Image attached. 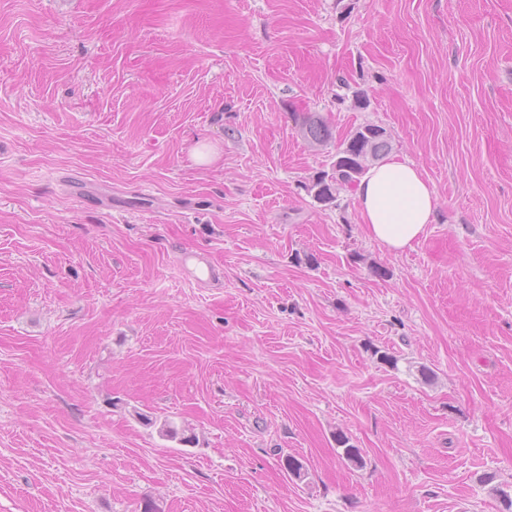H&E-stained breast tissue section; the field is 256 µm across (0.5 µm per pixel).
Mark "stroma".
I'll use <instances>...</instances> for the list:
<instances>
[{
    "label": "stroma",
    "instance_id": "1",
    "mask_svg": "<svg viewBox=\"0 0 512 512\" xmlns=\"http://www.w3.org/2000/svg\"><path fill=\"white\" fill-rule=\"evenodd\" d=\"M366 124L437 198L401 251L355 186L309 190ZM504 491L512 0H0V512H505ZM299 133L310 143L322 145L329 141L332 132L327 123L319 116L307 114L302 117L299 124ZM180 269L191 279L205 284L216 278V270L201 254L193 251H184L180 254Z\"/></svg>",
    "mask_w": 512,
    "mask_h": 512
}]
</instances>
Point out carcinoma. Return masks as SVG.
<instances>
[{
  "instance_id": "cac0c4a2",
  "label": "carcinoma",
  "mask_w": 512,
  "mask_h": 512,
  "mask_svg": "<svg viewBox=\"0 0 512 512\" xmlns=\"http://www.w3.org/2000/svg\"><path fill=\"white\" fill-rule=\"evenodd\" d=\"M371 125L357 128L343 142V149L336 155V162L332 172H324L317 177L314 185L316 197L331 201L339 190L359 180L366 172L369 163L382 160L391 150L389 137L386 135L367 136L371 131ZM299 133L302 138L310 143L322 145L332 138V132L327 123L319 116L307 114L302 117L299 124ZM159 433L171 440L182 443L195 441L192 436H187L173 423L165 420L161 424Z\"/></svg>"
}]
</instances>
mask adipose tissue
<instances>
[{"instance_id": "adipose-tissue-1", "label": "adipose tissue", "mask_w": 512, "mask_h": 512, "mask_svg": "<svg viewBox=\"0 0 512 512\" xmlns=\"http://www.w3.org/2000/svg\"><path fill=\"white\" fill-rule=\"evenodd\" d=\"M356 199L368 235L392 251L411 245L435 219L434 192L420 169L406 160L370 167L358 184Z\"/></svg>"}]
</instances>
